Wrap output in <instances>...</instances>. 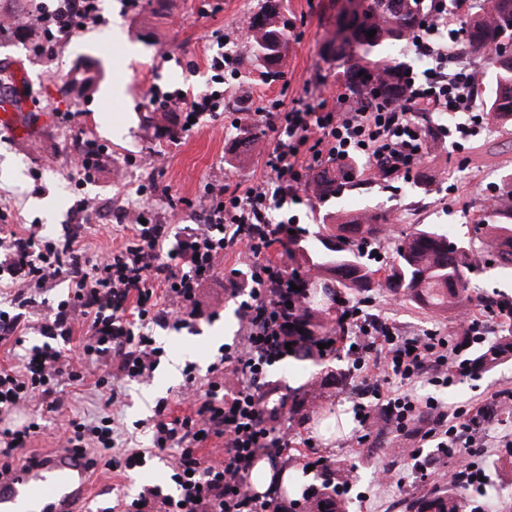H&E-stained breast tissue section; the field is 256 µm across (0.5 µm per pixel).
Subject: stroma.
Segmentation results:
<instances>
[{"instance_id":"stroma-1","label":"stroma","mask_w":512,"mask_h":512,"mask_svg":"<svg viewBox=\"0 0 512 512\" xmlns=\"http://www.w3.org/2000/svg\"><path fill=\"white\" fill-rule=\"evenodd\" d=\"M263 0H99L100 19L80 32L65 36L35 52L32 45L0 44V70L24 66L29 75L26 111L35 130L25 140L0 131V219L9 230L23 233L31 224L41 225L42 236L57 238L65 232L76 235L87 257L120 246L128 236L124 209L136 206L139 190H146L148 221H158L181 230L205 220L203 202L212 187L224 185L246 189L267 180L266 153L274 143L273 131L250 120L253 112L271 111L333 100L346 87L337 74L329 43L335 33L341 0H283V12L291 23L292 37L279 75L268 76L257 66L250 41L238 35L241 19L259 11ZM223 55L224 69H210L209 60ZM183 92L187 96L217 91L224 99L216 115L203 116L191 130L171 140H156L147 123L157 114L151 97ZM262 134L261 148L242 160H231L225 146L243 128ZM100 149V165L92 179H79L72 166L73 155L83 147ZM153 159L150 169L139 165L141 156ZM512 173V125L501 127L485 121L463 148L445 140L430 150L418 172L391 183L366 176L361 189L332 201L331 210L353 211L368 207L391 214L389 231L381 243V257H389L395 241L417 224H438L456 236L472 233L474 225L486 222V204L502 189V178ZM432 180L420 184L419 175ZM94 199V210L82 211L81 200ZM249 258L227 256L198 293L202 320L194 329L174 330L157 326L156 342L164 350L150 379L130 382L113 374L112 385L122 393L119 406L123 428L135 432L151 419L155 405L167 399L174 413H183L177 403L180 380H168L171 357L184 346L186 362L198 374L221 356L224 345L235 343L239 334L237 301L230 294L232 282ZM367 311L396 326L401 334L422 335L436 331L450 345L461 347L448 370L455 378L442 388L430 381L415 383V396H434L445 405L471 414H481L477 438L481 443L474 460L489 475L484 497L466 502V512H504L512 505V421L488 417L496 406L495 394L512 389V361L480 375L467 371L470 350L462 346L456 321L468 315L492 330L496 317L490 308L474 303L465 308L437 312L418 307L383 291L367 301ZM353 365L351 355L339 361L305 368L286 358L271 369L281 391L324 377L327 371ZM359 397L354 392L325 393L307 404L305 418L293 424L294 445L282 462L298 463L307 470V484H318L314 461L353 467L345 498L349 512H393L395 504L446 488L442 466L417 472L412 455L431 454L430 442L417 438L398 440L392 424L379 408H372L369 426L352 422L348 432L332 442L314 437L313 415L338 409L353 414ZM98 397L88 386H76L64 406L46 415L47 433L33 440L28 454L44 455L55 450L50 435L68 419L97 412ZM313 447H306V440ZM388 473L386 482L376 480L377 471ZM173 491L170 471L156 457L126 475L98 469L95 505L106 507L123 496L137 495L143 488Z\"/></svg>"}]
</instances>
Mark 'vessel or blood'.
<instances>
[{
  "instance_id": "vessel-or-blood-1",
  "label": "vessel or blood",
  "mask_w": 512,
  "mask_h": 512,
  "mask_svg": "<svg viewBox=\"0 0 512 512\" xmlns=\"http://www.w3.org/2000/svg\"><path fill=\"white\" fill-rule=\"evenodd\" d=\"M19 97L0 99V130L29 134ZM92 479L85 457L76 450L54 451L20 463L0 480V512H88Z\"/></svg>"
}]
</instances>
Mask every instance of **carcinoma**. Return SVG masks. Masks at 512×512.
Returning <instances> with one entry per match:
<instances>
[{"mask_svg":"<svg viewBox=\"0 0 512 512\" xmlns=\"http://www.w3.org/2000/svg\"><path fill=\"white\" fill-rule=\"evenodd\" d=\"M463 32L467 47L480 53L496 70L497 86L489 100L491 121L512 123V59L496 53L503 34L512 28V0H472ZM430 0H367L353 22L350 36L334 45L338 67L349 92L355 97L375 94L389 102L400 101L405 93L403 63L394 54L403 48L411 34L429 14ZM250 39L255 61L265 73L276 76L289 43L288 19L280 0L264 14L260 26L250 24ZM376 31L374 37L367 32ZM27 42L30 29L0 25V40ZM259 137L249 130L228 147L234 160L251 154ZM363 165L357 161L330 163L316 170L308 189L319 203L349 194L364 185ZM495 223L487 224L478 238L453 241L433 224H417L402 235L393 249L392 260L383 268L370 264L372 248L380 246L386 235L387 215L372 210L356 213L334 212L310 231L306 228L288 235L284 247L288 259L311 272L300 281L302 306L291 319L290 357L305 367L319 365L324 356L340 359L336 344L345 332L337 331L333 311L340 295L369 296L386 290L400 294L419 307L446 311L456 304L482 298L470 289L468 273L479 269L482 256H493L497 265L512 269V202L493 209ZM388 270L380 280L376 275ZM498 311L495 338L474 358L467 360L470 371L482 373L496 369L512 358V294L500 293L489 299ZM327 345V350L318 344ZM344 392L352 387L350 371L339 369L320 384ZM316 392L302 388L289 392L288 415L293 419ZM321 484L290 512H347L346 500L337 491L339 474L327 467L320 472ZM465 488L435 491L407 506L405 512H462Z\"/></svg>","mask_w":512,"mask_h":512,"instance_id":"cac0c4a2","label":"carcinoma"}]
</instances>
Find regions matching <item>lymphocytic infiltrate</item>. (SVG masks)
<instances>
[{
  "mask_svg": "<svg viewBox=\"0 0 512 512\" xmlns=\"http://www.w3.org/2000/svg\"><path fill=\"white\" fill-rule=\"evenodd\" d=\"M469 8L468 0H458L452 9L447 0H434L424 27L409 41L411 52L429 67L419 75L406 73L401 101H355L341 93L332 105L323 100L303 110L264 113L276 135L267 154L268 180L238 194L219 191L208 207L207 223L180 233L168 224L136 223L120 249L95 260L86 257L76 236L47 241L35 225L22 235L0 238V281L16 286L9 309H0V340L16 335L34 294L61 279L70 284L66 299L51 308L40 326L46 344L21 354L19 365L0 369V415L23 408L30 412L24 425L0 429L1 479L23 462L28 443L44 434L42 419L63 405L67 387L90 375L102 413L90 420L70 419L57 435V445L80 450L93 468L119 475L135 468L139 450L122 439L116 412L122 394L110 378L116 372L131 382L151 377L163 353L152 325H195L201 284L227 254L243 250L252 261L238 306L240 340L209 365L206 384H199L194 364L185 366L178 400L190 405V413L173 414L162 400L144 427L155 456L165 459L171 471L175 493L148 488L102 512H282L277 496L257 495L247 481L259 458L276 459L293 444L279 410L266 405L276 392L268 369L288 355L294 311L290 284L295 278L271 257L284 245L289 226L272 221L270 214L310 202L312 173L333 160L361 159L410 174L426 158L421 122L429 115H464L450 137L464 140L477 134L483 122L475 89L481 74L456 50ZM98 10L97 0H40L37 21L43 37L50 39L95 20ZM343 311L344 324L355 336L360 422L369 423L365 401L375 400L397 435H422L434 441L436 459L458 460V468L448 472L450 483L481 487L483 471L467 462L476 438L459 435L454 414L442 402L412 392L426 374L437 386L452 382L447 337L400 335L357 304ZM79 323L87 325L88 336L75 358L62 344ZM426 415L433 426L418 431L416 425ZM214 442L222 445L221 458H205L203 448Z\"/></svg>",
  "mask_w": 512,
  "mask_h": 512,
  "instance_id": "f902f5d3",
  "label": "lymphocytic infiltrate"
}]
</instances>
